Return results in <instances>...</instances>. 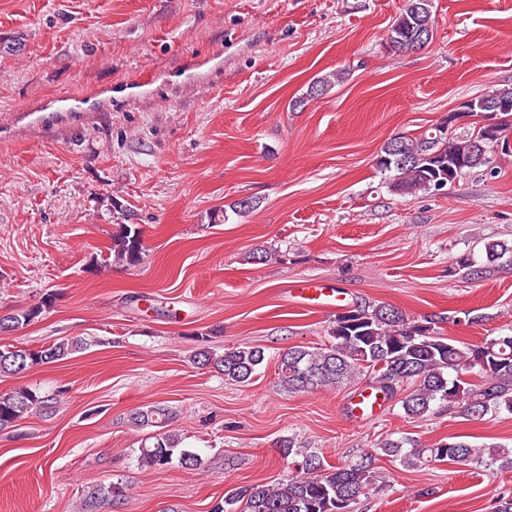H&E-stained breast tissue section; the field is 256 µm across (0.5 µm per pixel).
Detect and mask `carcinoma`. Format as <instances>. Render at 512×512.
<instances>
[{
  "label": "carcinoma",
  "instance_id": "obj_1",
  "mask_svg": "<svg viewBox=\"0 0 512 512\" xmlns=\"http://www.w3.org/2000/svg\"><path fill=\"white\" fill-rule=\"evenodd\" d=\"M435 29L433 0H405L387 34L396 52L420 49L433 37H419V30ZM342 73H330L315 80L307 90L310 98L329 92ZM488 108L480 110L495 123L478 131L450 136L432 127L416 137L389 140L376 156L375 166L390 174L388 188L414 195L441 192L462 173L487 164V154L478 144L493 140L490 131L501 135L512 127V86L504 85L481 96ZM507 104L510 109L498 108ZM141 230L136 224H121L112 238L109 256L134 265L142 255ZM512 256V245L491 243L485 247L486 261L494 263ZM55 300L52 293L42 302L0 319V333L16 331L39 318ZM329 342L323 348L294 346L278 361V380L287 393L310 392L339 387L362 374L373 376L374 388L383 398L397 396L404 413L423 419L443 405L461 409L468 421H481L488 414H512V334H500L472 344L441 334L432 318L411 319L386 303H366L336 314L328 329ZM82 340H62L32 349L14 345L0 347V375L20 374L43 364L63 360L84 349ZM192 362L209 366L224 380L241 386L253 383L265 361L260 348H230L219 354L200 348ZM478 380L471 379V376ZM57 398L36 388L16 387L0 392V430L32 413L51 414ZM174 411L165 405L141 407L129 415L131 424L147 431L136 456L144 469L161 470L173 465L185 468L200 465L198 454L180 447L181 438L167 430ZM286 456L303 457L302 472L275 485L250 484L224 493L210 512H353L360 497L377 489L376 457H390L406 468H418L431 461H449L491 468H512V450L489 445L484 448L452 437L430 448H419L408 436H390L377 443L376 452H360L339 466L327 463L319 452L297 446L294 438L279 440ZM122 481L100 483L89 488L84 507L115 505L126 497Z\"/></svg>",
  "mask_w": 512,
  "mask_h": 512
}]
</instances>
